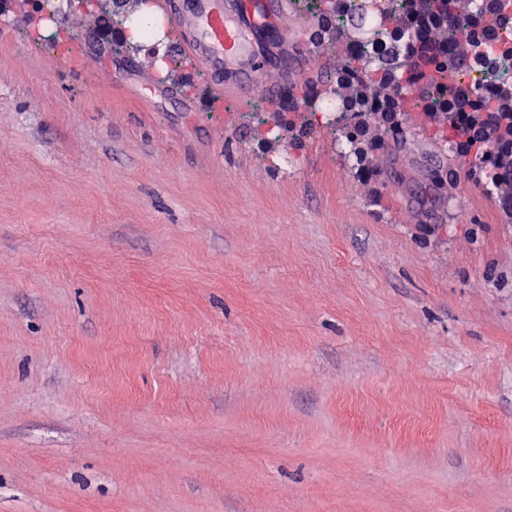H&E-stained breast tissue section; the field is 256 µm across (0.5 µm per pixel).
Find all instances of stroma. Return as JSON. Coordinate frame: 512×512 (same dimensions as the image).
<instances>
[{
	"label": "stroma",
	"instance_id": "stroma-1",
	"mask_svg": "<svg viewBox=\"0 0 512 512\" xmlns=\"http://www.w3.org/2000/svg\"><path fill=\"white\" fill-rule=\"evenodd\" d=\"M112 26L0 16V512H512V218L479 174L430 186L423 112L366 177L329 129L264 147L311 121L276 69L220 105L186 62L144 110Z\"/></svg>",
	"mask_w": 512,
	"mask_h": 512
}]
</instances>
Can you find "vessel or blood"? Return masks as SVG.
Listing matches in <instances>:
<instances>
[{"instance_id": "vessel-or-blood-1", "label": "vessel or blood", "mask_w": 512, "mask_h": 512, "mask_svg": "<svg viewBox=\"0 0 512 512\" xmlns=\"http://www.w3.org/2000/svg\"><path fill=\"white\" fill-rule=\"evenodd\" d=\"M159 6L177 28L183 54L223 96L247 101L273 56H288L276 30L291 0H160Z\"/></svg>"}]
</instances>
